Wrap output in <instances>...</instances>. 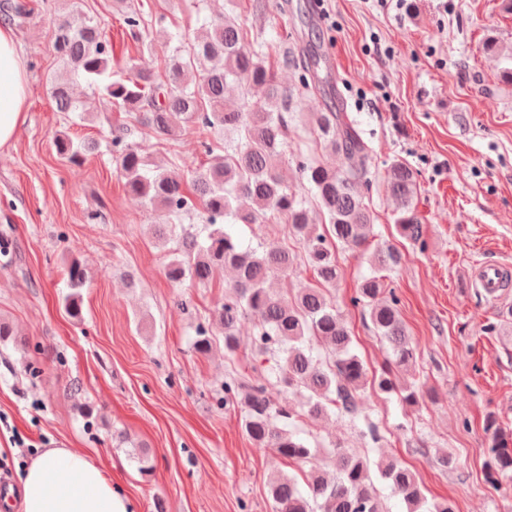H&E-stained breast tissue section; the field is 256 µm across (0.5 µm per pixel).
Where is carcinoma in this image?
<instances>
[{"instance_id":"1","label":"carcinoma","mask_w":512,"mask_h":512,"mask_svg":"<svg viewBox=\"0 0 512 512\" xmlns=\"http://www.w3.org/2000/svg\"><path fill=\"white\" fill-rule=\"evenodd\" d=\"M212 0H195L197 21L203 37L188 41L178 31L151 21L137 9L121 10L123 35L136 49L156 41L176 43L167 63L164 80L139 69L132 61L117 60L113 44L99 19L73 4L57 22L53 50L65 74L57 77L52 96L59 112H84V103L73 96L77 78L104 95L112 109L125 112L135 122L159 137L172 136L183 124L194 123L206 135L200 142L206 162H181L192 176V191L183 188L178 171H160L151 166L139 148L122 135L111 138L109 151L125 179L127 193L160 208L158 237L165 239L181 227L177 257L165 269L174 283L186 280L205 284L218 271L230 269L234 280L224 292V302L215 309L224 334V356L231 360L239 348L236 328L249 316L255 326V348L275 360L266 368L265 382L252 384L235 371L224 377V404L244 409V429L256 447L300 464L316 449L300 438L293 425L300 419H318L333 407L343 416L357 419L359 393L371 387L379 394H395L407 405L419 402L421 390L415 380L399 382L395 372L415 367L418 350L409 337L399 310V298L387 288L385 277L363 278L352 307L368 315L374 332L389 346L391 366L369 374L364 360L353 351L352 333L329 294L340 277L338 248L365 252L373 249L374 265L390 271L402 260L392 243L372 245L373 224L357 187L372 184L371 150L357 124L336 107L315 112L303 130L322 148L342 158L329 167L309 155L295 159L298 179L310 195L287 182L280 168L288 159V130L296 118L295 101L324 89L316 70L319 60L303 52L286 51L282 65L294 76V86L279 84L269 61L264 32L250 34L234 9L207 10ZM31 8L24 0H0V15L13 22L26 19ZM250 42L247 49L244 42ZM487 55L503 59L502 83L512 85V54H500L498 42L488 37ZM235 84L242 103L224 106V92ZM58 157L72 165L84 163L98 150L93 140H75L64 134L54 139ZM386 192L395 201V231L399 237L426 247L423 224L415 206L417 174L401 159H394L384 175ZM202 205L205 220L199 228L182 226L185 215ZM327 217L326 229L316 230L310 205ZM288 224L291 237L303 250L287 247L264 250L243 247L228 231V224ZM303 258L314 273L315 285L285 293L268 285L273 269L288 272ZM88 275L76 258L67 266L65 306L73 318L81 316L80 290ZM278 391L301 393L300 402L275 400ZM490 458L488 471L512 475V431L497 420L484 427ZM362 435L371 448H380L384 435L369 422ZM336 475L311 474L305 485L293 476L277 475L269 482L274 512H387L372 473L384 480L398 496L406 512H452L446 503H428L416 473L393 458L372 460L349 452L341 443L331 444Z\"/></svg>"}]
</instances>
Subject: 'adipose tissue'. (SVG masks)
I'll list each match as a JSON object with an SVG mask.
<instances>
[{"mask_svg":"<svg viewBox=\"0 0 512 512\" xmlns=\"http://www.w3.org/2000/svg\"><path fill=\"white\" fill-rule=\"evenodd\" d=\"M27 70L12 29L0 26V148L26 120ZM20 512H136L111 476L72 448H50L34 458L20 480Z\"/></svg>","mask_w":512,"mask_h":512,"instance_id":"obj_1","label":"adipose tissue"}]
</instances>
